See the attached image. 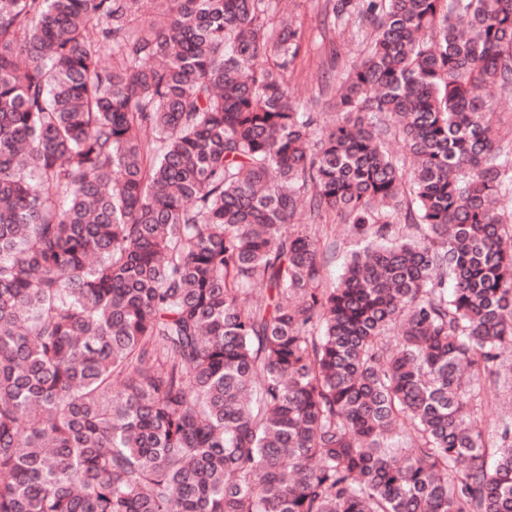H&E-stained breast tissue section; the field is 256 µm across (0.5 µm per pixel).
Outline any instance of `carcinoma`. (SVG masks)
Segmentation results:
<instances>
[{"mask_svg": "<svg viewBox=\"0 0 512 512\" xmlns=\"http://www.w3.org/2000/svg\"><path fill=\"white\" fill-rule=\"evenodd\" d=\"M139 4L0 0V512H512V0ZM314 0H305L302 14L303 20L305 22V26L312 34V39H316L319 42L322 41L321 35L326 34L325 47H330L329 40H332L334 46L336 47V51L338 53V58L336 59L335 72L336 76L339 71L345 67L349 66V64L354 61L360 53L361 45L358 43V39L354 38L350 33V30H345L341 27L336 26V30L324 32L325 26L327 27V21L325 20L323 15L320 14L317 7L312 5ZM320 66V52L311 51L298 74L290 81L289 92L299 105H306L309 97L317 90L318 83L324 79Z\"/></svg>", "mask_w": 512, "mask_h": 512, "instance_id": "obj_1", "label": "carcinoma"}]
</instances>
